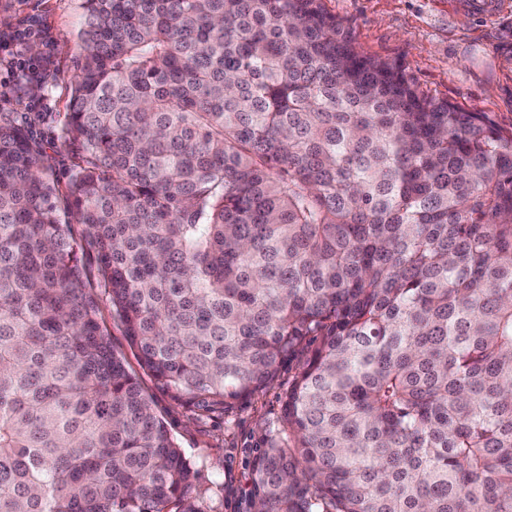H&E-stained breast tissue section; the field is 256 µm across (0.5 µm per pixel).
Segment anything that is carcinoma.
<instances>
[{"label":"carcinoma","mask_w":512,"mask_h":512,"mask_svg":"<svg viewBox=\"0 0 512 512\" xmlns=\"http://www.w3.org/2000/svg\"><path fill=\"white\" fill-rule=\"evenodd\" d=\"M67 209L111 317L210 415L301 357L258 512H512V130L322 0H84ZM0 117V512H202Z\"/></svg>","instance_id":"1"}]
</instances>
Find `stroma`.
<instances>
[{
    "label": "stroma",
    "instance_id": "stroma-1",
    "mask_svg": "<svg viewBox=\"0 0 512 512\" xmlns=\"http://www.w3.org/2000/svg\"><path fill=\"white\" fill-rule=\"evenodd\" d=\"M474 0H323L324 8L351 27L365 54L400 61L426 94L466 112H485L512 130V7L482 15ZM83 0H0V30L37 19L47 40L30 39L25 55L50 54L45 78L30 80L0 64V113L30 119L31 104L43 114L33 134L44 148L46 175L68 186L75 148L59 131L68 110L80 60L78 33ZM115 350L151 396L175 442L197 472L195 496L203 512H253L252 465L266 431L282 425L283 399L298 371L284 363L274 383L236 401L224 413L198 415L173 401L141 370L135 350L117 325L108 327Z\"/></svg>",
    "mask_w": 512,
    "mask_h": 512
}]
</instances>
